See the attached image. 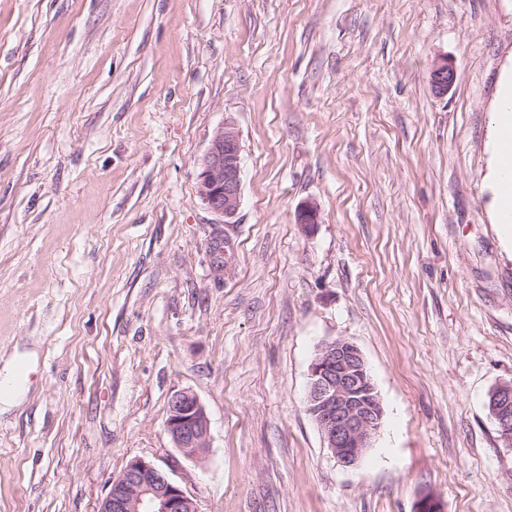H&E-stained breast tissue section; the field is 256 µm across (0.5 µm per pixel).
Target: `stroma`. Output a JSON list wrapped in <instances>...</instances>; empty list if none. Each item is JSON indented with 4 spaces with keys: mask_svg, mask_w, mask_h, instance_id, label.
I'll return each instance as SVG.
<instances>
[{
    "mask_svg": "<svg viewBox=\"0 0 512 512\" xmlns=\"http://www.w3.org/2000/svg\"><path fill=\"white\" fill-rule=\"evenodd\" d=\"M511 64L512 0H0V354L26 389L0 414V512H97L134 459L198 512H512L488 408L512 255L486 181ZM228 119L231 228L198 194ZM336 338L384 411L353 468L307 411ZM181 390L199 459L165 430ZM165 428L175 448L188 458L200 457L209 448V419L199 398L190 391L171 396Z\"/></svg>",
    "mask_w": 512,
    "mask_h": 512,
    "instance_id": "obj_1",
    "label": "stroma"
}]
</instances>
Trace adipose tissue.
I'll list each match as a JSON object with an SVG mask.
<instances>
[{"label":"adipose tissue","instance_id":"adipose-tissue-1","mask_svg":"<svg viewBox=\"0 0 512 512\" xmlns=\"http://www.w3.org/2000/svg\"><path fill=\"white\" fill-rule=\"evenodd\" d=\"M512 143V68L499 79L498 106L493 114L492 167L490 179L496 204L493 219L512 243V155L504 150Z\"/></svg>","mask_w":512,"mask_h":512}]
</instances>
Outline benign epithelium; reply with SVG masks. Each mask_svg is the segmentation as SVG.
Listing matches in <instances>:
<instances>
[{"label":"benign epithelium","instance_id":"7a95c632","mask_svg":"<svg viewBox=\"0 0 512 512\" xmlns=\"http://www.w3.org/2000/svg\"><path fill=\"white\" fill-rule=\"evenodd\" d=\"M453 67L442 62L431 80L439 92L448 90ZM242 165L240 137L235 124L217 128L200 165L198 194L224 224H235L241 205ZM296 223L308 233L321 223L318 208L307 203L297 210ZM230 235L224 245L213 246L215 268L229 271ZM491 412L501 440L512 444V383L498 385L490 394ZM307 406L326 448L343 467L358 465L381 427L383 408L367 363L353 342L338 338L320 345L309 366ZM165 428L172 443L188 458L202 456L209 448L210 423L199 398L190 391L174 393L168 403ZM98 512H198L194 500L153 464L130 461Z\"/></svg>","mask_w":512,"mask_h":512}]
</instances>
